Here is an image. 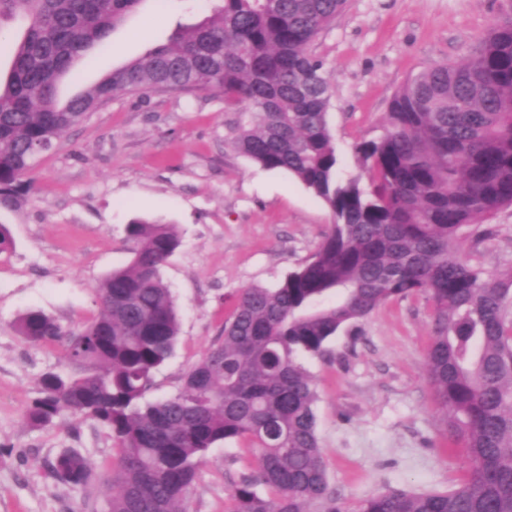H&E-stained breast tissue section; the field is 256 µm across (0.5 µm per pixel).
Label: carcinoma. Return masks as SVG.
<instances>
[{
  "label": "carcinoma",
  "instance_id": "cac0c4a2",
  "mask_svg": "<svg viewBox=\"0 0 512 512\" xmlns=\"http://www.w3.org/2000/svg\"><path fill=\"white\" fill-rule=\"evenodd\" d=\"M142 0H0V21L23 23L0 80V209L28 200L38 156L103 102L150 88L224 94L231 142L267 170L286 171L331 210L315 253L273 288L232 299L224 339L173 395L149 400L153 375L180 331L161 268L180 246L174 224L128 225L132 257L99 282L97 315L64 329L40 310L18 332L62 343L84 373L49 371L29 422L92 420L115 441L107 512H185L210 449L248 441L255 470L234 482L229 512H346L328 482L317 435L320 356L352 322L396 298L425 295V354L439 419L466 450L468 475L446 492L388 491L358 512H512V270L489 273L457 249L464 234L512 206V14L460 64L429 66L393 96L382 135L356 146L369 182L339 179L323 62L309 52L346 0H216L170 42L62 102L58 81ZM59 483L85 487L86 459L63 452Z\"/></svg>",
  "mask_w": 512,
  "mask_h": 512
}]
</instances>
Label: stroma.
I'll return each instance as SVG.
<instances>
[{
    "instance_id": "35a3bbf8",
    "label": "stroma",
    "mask_w": 512,
    "mask_h": 512,
    "mask_svg": "<svg viewBox=\"0 0 512 512\" xmlns=\"http://www.w3.org/2000/svg\"><path fill=\"white\" fill-rule=\"evenodd\" d=\"M212 7V0H142L107 45L62 81V98L167 43ZM511 11L512 0H347L309 47L329 83L327 120L341 176L360 174L356 143L381 134L393 95L412 75L465 61ZM228 119L223 97L208 89L118 96L40 155L21 209L0 210L14 240L13 250L0 253V512H107L112 495L106 476L116 453L107 430L79 417L46 426L25 418L43 373L79 368L63 345L21 336L22 313L39 309L80 328L98 312L100 280L132 257L127 224H176L181 244L161 274L181 330L149 393L164 398L223 338L232 298L248 287H274L328 232L330 209L293 176L240 154ZM489 223L493 237L468 236L460 248L484 270L512 269V207ZM432 321L426 297L392 299L348 326L323 355L302 359L317 383L329 484L348 512L381 492H443L465 475V450L449 440L427 383ZM65 450L90 463L88 486L51 478L47 464ZM254 465L245 442L213 448L187 512H228L229 488Z\"/></svg>"
}]
</instances>
